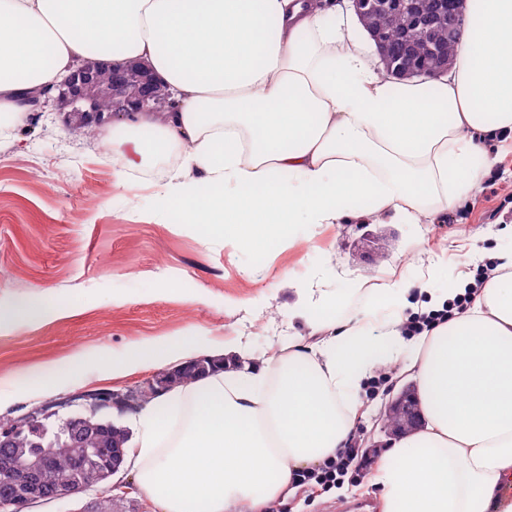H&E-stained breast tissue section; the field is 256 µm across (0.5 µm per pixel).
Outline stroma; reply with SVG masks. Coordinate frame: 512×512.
<instances>
[{
    "label": "stroma",
    "instance_id": "35a3bbf8",
    "mask_svg": "<svg viewBox=\"0 0 512 512\" xmlns=\"http://www.w3.org/2000/svg\"><path fill=\"white\" fill-rule=\"evenodd\" d=\"M108 129L87 140L69 112L49 102L0 139V309L50 297L61 318L0 328V426L29 416L96 413L126 428L134 412L100 405L98 393L123 396L146 387L158 367L121 374L112 365L132 348L194 337L222 351L246 337L256 359L283 351V340L316 342L309 323L292 317L293 283L311 276L342 299L328 314L371 307L351 292L355 281L415 283L428 265L439 288L476 275L471 249L512 250V138L496 142L468 201L430 224L365 220L302 227L298 236L254 253L181 224L145 219L158 170L117 185L118 156ZM398 364L387 381L362 389L356 445L387 448L380 413L404 388ZM287 512H379L369 477L325 495L298 488Z\"/></svg>",
    "mask_w": 512,
    "mask_h": 512
}]
</instances>
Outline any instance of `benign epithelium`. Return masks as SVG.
<instances>
[{"label":"benign epithelium","instance_id":"obj_1","mask_svg":"<svg viewBox=\"0 0 512 512\" xmlns=\"http://www.w3.org/2000/svg\"><path fill=\"white\" fill-rule=\"evenodd\" d=\"M360 24L373 41L384 70L397 79L436 78L448 73V55L436 38L439 22L448 21V28H458L463 20L466 0H349ZM393 10L402 14L406 25L398 41L388 38L374 26V16ZM105 97L112 103L109 111L97 107L96 100ZM162 86L139 63L112 66H82L58 87L57 102L72 107L74 128L110 123L134 110L156 109L166 102ZM391 419L383 422L385 431L400 436L421 425V415L414 391L403 390L388 405ZM33 436L30 456L18 457L9 468L19 475L14 495L0 498L1 505H10L19 512L45 499L42 472L48 464L44 442L50 437L43 423L32 418L26 422ZM123 449L112 451V459L96 468L82 491L92 490L96 498L83 512H98L107 491L103 485L121 467Z\"/></svg>","mask_w":512,"mask_h":512}]
</instances>
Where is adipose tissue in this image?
<instances>
[{
	"label": "adipose tissue",
	"mask_w": 512,
	"mask_h": 512,
	"mask_svg": "<svg viewBox=\"0 0 512 512\" xmlns=\"http://www.w3.org/2000/svg\"><path fill=\"white\" fill-rule=\"evenodd\" d=\"M138 62L173 108L112 125L119 177L174 154L151 218L262 250L298 224H420L464 204L512 133V0H467L449 74L383 78L338 0H0V126L77 64ZM376 307L316 322L315 345L156 396L124 465L148 512H272L295 471L335 456L373 370L400 361L424 426L383 452L382 512H512V253L453 292L433 273L377 285ZM463 311L415 336L409 315Z\"/></svg>",
	"instance_id": "1"
}]
</instances>
